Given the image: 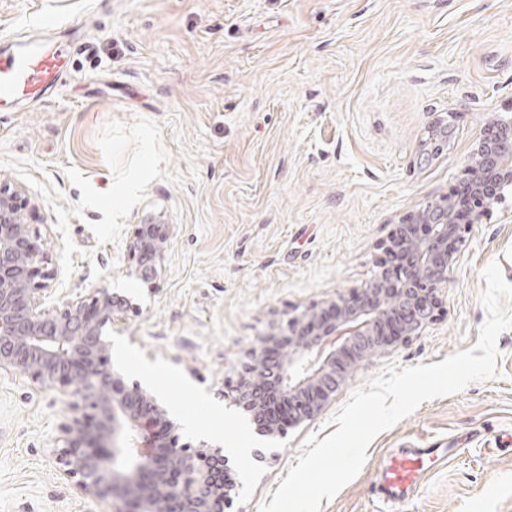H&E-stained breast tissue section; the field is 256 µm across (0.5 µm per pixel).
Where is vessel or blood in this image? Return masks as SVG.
Masks as SVG:
<instances>
[{"label": "vessel or blood", "mask_w": 512, "mask_h": 512, "mask_svg": "<svg viewBox=\"0 0 512 512\" xmlns=\"http://www.w3.org/2000/svg\"><path fill=\"white\" fill-rule=\"evenodd\" d=\"M68 58L66 45L43 39L0 53V112L45 99L61 83ZM446 454L443 448H407L391 457L381 470L379 499L393 503L406 497L426 464Z\"/></svg>", "instance_id": "b4317fda"}]
</instances>
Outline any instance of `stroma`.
Masks as SVG:
<instances>
[{"instance_id":"stroma-1","label":"stroma","mask_w":512,"mask_h":512,"mask_svg":"<svg viewBox=\"0 0 512 512\" xmlns=\"http://www.w3.org/2000/svg\"><path fill=\"white\" fill-rule=\"evenodd\" d=\"M31 37L70 41L67 76L58 96L0 112V179L34 206L54 300L105 287L137 304L110 364L147 381L185 435L236 449L240 512L271 501L308 433L373 376L477 342L482 269L499 261L512 283V189L459 244L434 321L358 361L268 463L254 465L261 439L224 398L274 326L367 283L395 225L453 193L485 128L512 114V0H0V48ZM448 112L453 136L426 153ZM150 218L171 227L153 291L126 274ZM498 348L500 377L380 434L320 512H386L388 452L445 446L448 462L387 512H512V330ZM76 404L70 388L0 377V512H112L56 468Z\"/></svg>"}]
</instances>
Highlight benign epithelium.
<instances>
[{
  "label": "benign epithelium",
  "mask_w": 512,
  "mask_h": 512,
  "mask_svg": "<svg viewBox=\"0 0 512 512\" xmlns=\"http://www.w3.org/2000/svg\"><path fill=\"white\" fill-rule=\"evenodd\" d=\"M454 113L428 130L447 138ZM461 170V190L395 225L378 271L363 287L288 319L252 348L236 383L224 391L248 408L262 435L284 434L281 416L300 425L334 399L355 363L434 320L457 243L512 187V117L490 123ZM20 186L0 181V375L23 374L46 387H73L78 413L60 425L59 474L91 498H112V512H232L240 486L228 458L204 441H183L155 393L129 385L109 367L106 331L122 321L126 299L99 288L49 305L57 268L35 243ZM417 224L427 235L413 234ZM170 225L147 220L129 243L128 273L153 285Z\"/></svg>",
  "instance_id": "7a95c632"
}]
</instances>
